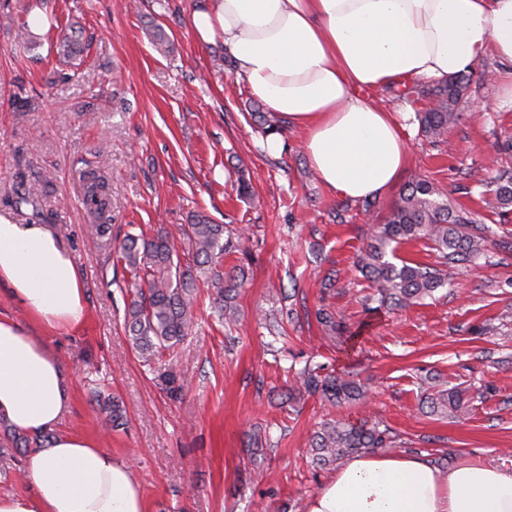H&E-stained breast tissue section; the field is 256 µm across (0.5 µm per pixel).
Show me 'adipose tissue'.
<instances>
[{"mask_svg": "<svg viewBox=\"0 0 512 512\" xmlns=\"http://www.w3.org/2000/svg\"><path fill=\"white\" fill-rule=\"evenodd\" d=\"M196 39L225 49L256 98L303 134L322 185L348 199L394 186L410 147L393 113L359 97L406 78L467 73L486 55L512 62V0H202ZM0 285L49 333L78 327L86 291L70 252L42 224L0 215ZM71 382L47 342L0 318V418L45 435L27 494L0 512H147L133 472L87 437L58 432ZM306 512H512V471L365 453L347 458Z\"/></svg>", "mask_w": 512, "mask_h": 512, "instance_id": "ef3b65f1", "label": "adipose tissue"}]
</instances>
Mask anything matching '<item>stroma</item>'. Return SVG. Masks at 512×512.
Returning <instances> with one entry per match:
<instances>
[{"mask_svg": "<svg viewBox=\"0 0 512 512\" xmlns=\"http://www.w3.org/2000/svg\"><path fill=\"white\" fill-rule=\"evenodd\" d=\"M200 0H0V214L54 226L70 247L86 288V316L47 343L73 380V405L60 425L130 462L147 512H306L334 472L315 468L311 436L342 419L389 426L396 453L450 465L489 460L512 470V211L485 204L488 182L512 173V112L493 108L512 68L484 57L446 142L419 134L417 103L392 89L363 98L404 122L410 160L397 185L366 212L318 180L292 128L288 148L263 147L243 106L253 97L233 70L216 68L219 47L197 42L190 26ZM42 10L46 32L19 33ZM164 27L172 50L147 36ZM105 157L112 234L187 223L202 211L216 223L250 229L247 281L233 305L239 322L214 312L200 287L195 324L183 343L153 364L124 331L129 276L86 230L82 172ZM244 164L254 194L239 198L234 167ZM425 175L452 204L470 210L495 245L487 256L448 270V283L405 309L378 308L357 269L376 224L415 176ZM345 208L344 222L333 216ZM332 286H323L325 275ZM331 306L352 335L334 340L303 314ZM285 337L268 331L282 310ZM324 366L357 376L369 400L333 406L316 395L284 401L292 369ZM438 389L467 387L463 408L424 413L428 377ZM116 398L126 425L103 437L100 399ZM268 443L250 457L249 435Z\"/></svg>", "mask_w": 512, "mask_h": 512, "instance_id": "obj_1", "label": "stroma"}]
</instances>
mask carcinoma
<instances>
[{
    "mask_svg": "<svg viewBox=\"0 0 512 512\" xmlns=\"http://www.w3.org/2000/svg\"><path fill=\"white\" fill-rule=\"evenodd\" d=\"M470 76L459 74L450 77L428 92L418 85L403 84L399 95L424 100L417 112V120L424 137L443 138L448 129L459 119L457 105L469 86ZM250 116L258 119L263 134L281 131L283 120L266 116V111L256 104ZM84 201L89 228L100 240L111 243L110 225L106 224L110 211V198L105 183L93 172L85 174ZM494 189L497 208L512 206V175L495 178ZM439 191L427 178L418 177L408 184L392 208L385 222L378 225L359 257L361 272L377 290L381 305L406 308L432 296L446 283V267L477 258L488 251L490 239L487 229L476 223L467 212L457 209L447 200H438ZM426 239L436 251V263L430 266L397 259L399 245ZM243 231H226L222 224H215L204 213L191 216L190 223L179 224L175 231L161 228L150 237L144 230L127 231L118 246V259L130 276L128 287L133 289V299L125 313V328L129 340L145 363L159 358L165 351L180 344L193 322L194 301L197 298L198 279L216 292L218 316L228 322L236 321L232 305L240 288L246 282L244 266L231 270L223 268L224 253H240L248 258L243 247ZM184 244V256H179L175 243ZM315 320L327 335L346 331L331 310L319 307ZM318 394L332 404L364 401L368 391L360 381L344 377L322 375L308 365L294 371V384L287 397L295 393ZM467 389L453 387L448 390L428 389L424 392L422 406L434 415L459 411ZM5 445L13 453L0 448V461L33 447H40L48 436L20 435L0 420ZM395 440L391 431L377 423L352 424L340 420L324 423L314 432L310 455L319 468L336 465L342 458L368 453L376 448H391Z\"/></svg>",
    "mask_w": 512,
    "mask_h": 512,
    "instance_id": "carcinoma-1",
    "label": "carcinoma"
}]
</instances>
